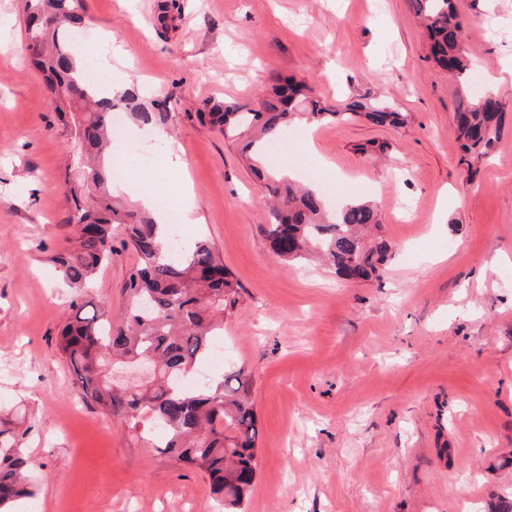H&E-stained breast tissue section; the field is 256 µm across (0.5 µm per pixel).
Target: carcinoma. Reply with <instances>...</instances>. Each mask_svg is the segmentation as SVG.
I'll return each mask as SVG.
<instances>
[{"label":"carcinoma","mask_w":512,"mask_h":512,"mask_svg":"<svg viewBox=\"0 0 512 512\" xmlns=\"http://www.w3.org/2000/svg\"><path fill=\"white\" fill-rule=\"evenodd\" d=\"M430 39L435 63L461 78L467 71V34L454 0H411ZM80 0H25L27 50L57 101L69 113L73 147L83 175L69 186L68 222L81 226L77 245L57 258L74 288L87 284L98 267L112 259V228L127 232L135 266L123 291L127 307L114 323L107 304H72V314L57 337V348L75 377V391L113 422L208 479L211 498L235 512L249 492L258 465V431L249 382L231 375L201 390L185 384L191 368L219 345L224 312L239 301L237 284L206 240L168 255L158 241V224L141 207L120 202L112 193L110 117L117 106L145 126L167 129L174 115L165 105L138 103L126 93L114 100L84 79L69 44L71 31L85 23ZM181 18L178 0H162L156 22L167 28ZM199 120L219 127L224 137L244 142L251 168L268 179L270 224L263 227L275 253L286 261L322 259L336 274L367 280L379 276L391 248L367 238L379 227L369 201L329 212L310 186L279 178L266 164L268 145L300 123L365 118L374 125L400 128L406 115L383 101H355L334 111L304 92L290 78L278 81L259 107L205 103ZM504 106L492 93L468 97L456 113V133L466 156L480 161L492 154L503 134ZM22 435L0 426V512H10L33 495L29 467L20 448Z\"/></svg>","instance_id":"cac0c4a2"}]
</instances>
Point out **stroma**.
<instances>
[{
	"label": "stroma",
	"mask_w": 512,
	"mask_h": 512,
	"mask_svg": "<svg viewBox=\"0 0 512 512\" xmlns=\"http://www.w3.org/2000/svg\"><path fill=\"white\" fill-rule=\"evenodd\" d=\"M82 0L87 38L144 103L166 101L184 171L127 122L142 176L189 200V237L239 285L224 349L201 385L250 379L258 470L244 512H506L512 505V0H456L486 91L505 104L495 151L470 161L454 133L470 79L431 59L410 0ZM24 0H0V417L23 433L35 512H219L207 478L74 397L57 333L72 301L125 307L135 258L115 235L87 290L58 253L76 229L62 189L80 172L25 47ZM341 108L382 99L404 127L307 124L292 178L321 170L329 208L373 202L393 255L353 281L289 263L261 231L267 188L239 142L198 121L205 103L256 106L281 78Z\"/></svg>",
	"instance_id": "obj_1"
}]
</instances>
